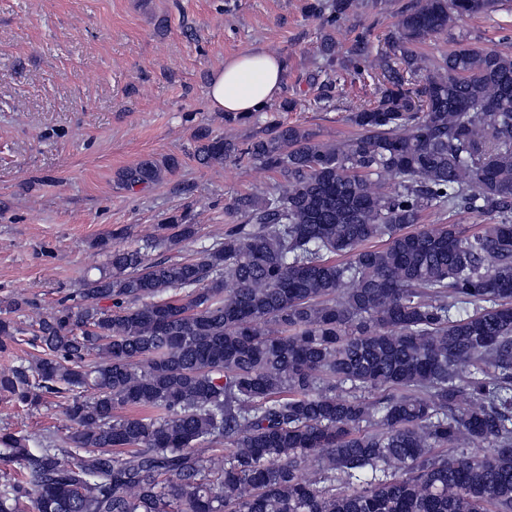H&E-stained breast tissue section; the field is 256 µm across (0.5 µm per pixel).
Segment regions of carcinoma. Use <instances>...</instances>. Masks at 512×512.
<instances>
[{"label":"carcinoma","instance_id":"obj_1","mask_svg":"<svg viewBox=\"0 0 512 512\" xmlns=\"http://www.w3.org/2000/svg\"><path fill=\"white\" fill-rule=\"evenodd\" d=\"M494 3L416 0L375 52L362 34L338 48L353 0H332L322 57L382 76L354 136L200 125L198 164L277 175L234 200L223 237L197 244L186 210L140 243L96 242L104 270L52 313L0 306V349L29 311L37 350L0 392L30 409L71 392L74 428L0 434V512H512V57L418 52ZM460 213L482 223L444 222Z\"/></svg>","mask_w":512,"mask_h":512}]
</instances>
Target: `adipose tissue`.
<instances>
[{
    "label": "adipose tissue",
    "mask_w": 512,
    "mask_h": 512,
    "mask_svg": "<svg viewBox=\"0 0 512 512\" xmlns=\"http://www.w3.org/2000/svg\"><path fill=\"white\" fill-rule=\"evenodd\" d=\"M285 69L282 58L262 49H249L225 59L208 87L212 109L235 117L251 114L277 97Z\"/></svg>",
    "instance_id": "adipose-tissue-1"
}]
</instances>
